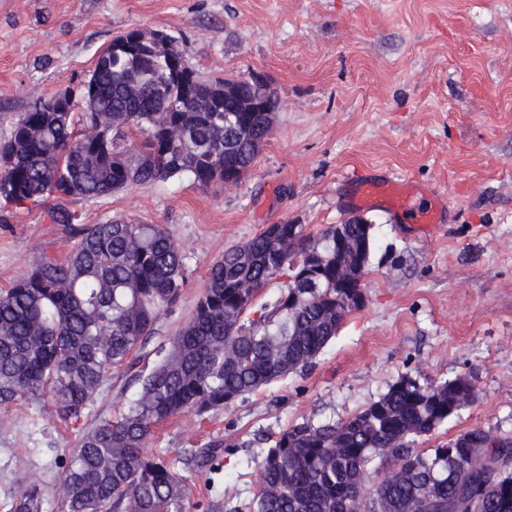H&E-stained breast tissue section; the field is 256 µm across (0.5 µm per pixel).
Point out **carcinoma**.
<instances>
[{"mask_svg":"<svg viewBox=\"0 0 512 512\" xmlns=\"http://www.w3.org/2000/svg\"><path fill=\"white\" fill-rule=\"evenodd\" d=\"M92 70L97 112H82L83 89L70 111L57 96L21 112L0 142V202L32 208L48 198L73 243L42 254L0 292V406L50 403L76 422L108 374L154 334L157 311L185 286L180 245L161 224L113 219L79 224L64 207L130 185L224 181V105L216 94L230 78L206 80L195 68L181 76L144 53L114 49ZM142 92L131 98L128 83ZM87 125L103 127L85 139ZM296 230L297 249L284 246ZM372 224L353 217L320 233L303 224H271L247 249L231 246L208 269L194 312L139 379L137 398L116 419L82 435L64 461L59 488L66 512H183L187 477L176 461L146 451L157 425L203 415L311 367L357 306L354 283L336 281L337 235L368 268ZM285 277L271 304L261 291ZM465 375L420 384L403 377L378 400L338 423H303L280 432L259 463L252 512H512V437L473 428L430 454L409 438L432 433L473 402ZM392 459L375 478L376 456ZM38 483L22 492L16 512H41Z\"/></svg>","mask_w":512,"mask_h":512,"instance_id":"cac0c4a2","label":"carcinoma"}]
</instances>
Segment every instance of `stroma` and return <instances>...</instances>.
Masks as SVG:
<instances>
[{
    "label": "stroma",
    "mask_w": 512,
    "mask_h": 512,
    "mask_svg": "<svg viewBox=\"0 0 512 512\" xmlns=\"http://www.w3.org/2000/svg\"><path fill=\"white\" fill-rule=\"evenodd\" d=\"M131 29L174 38L204 78L261 77L277 99L275 123L234 185L167 181L67 201L83 224L164 225L187 283L89 417L67 423L35 401L0 407V512H13L33 481L43 485L42 512H61L62 459L136 396L159 344L191 316L210 265L269 224L312 233L354 216L372 224L365 302L312 371L156 427L147 449L166 458L233 447L221 472L190 467L184 512H247L270 437L347 418L405 375H465L477 391L412 450L476 427L512 436V0H0V138L17 113L80 87L100 52ZM385 172L443 197L429 232L351 206L358 180ZM6 217L0 290L41 253L71 244L45 209L13 207Z\"/></svg>",
    "instance_id": "stroma-1"
}]
</instances>
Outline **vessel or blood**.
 <instances>
[{"label": "vessel or blood", "mask_w": 512, "mask_h": 512, "mask_svg": "<svg viewBox=\"0 0 512 512\" xmlns=\"http://www.w3.org/2000/svg\"><path fill=\"white\" fill-rule=\"evenodd\" d=\"M354 206H382L393 213H402L421 227H429L437 219V203L422 201L417 186L389 175L361 179L356 187Z\"/></svg>", "instance_id": "b4317fda"}]
</instances>
